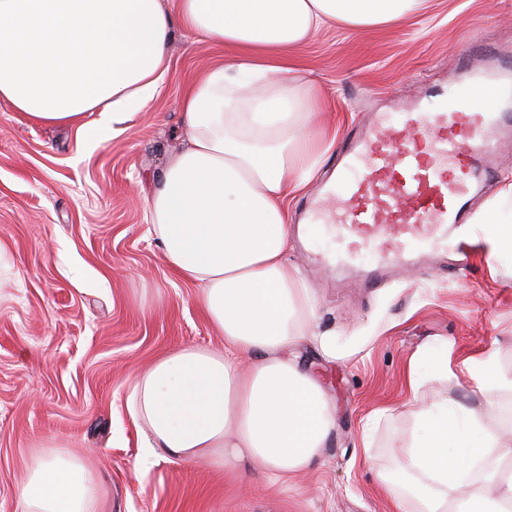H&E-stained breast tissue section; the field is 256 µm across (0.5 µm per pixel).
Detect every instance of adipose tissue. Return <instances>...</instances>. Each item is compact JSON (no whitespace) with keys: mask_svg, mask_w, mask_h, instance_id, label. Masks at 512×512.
<instances>
[{"mask_svg":"<svg viewBox=\"0 0 512 512\" xmlns=\"http://www.w3.org/2000/svg\"><path fill=\"white\" fill-rule=\"evenodd\" d=\"M428 0H0V102L33 121L76 128L97 144L161 91L176 28L224 49L182 91L184 148L146 199L162 259L200 290L223 351L185 347L138 374L129 396L144 423L143 462L172 456L258 471L284 485L311 471L336 428L322 383L299 349L336 357L315 331V305L288 261L289 203L316 178L324 144L305 134L327 100L296 63L330 27L393 25ZM451 341L423 344L404 385L447 377ZM461 370L477 405L422 401L407 454L379 475L395 507L413 512H506L512 458L494 401L505 388L492 355ZM466 497H459V490ZM24 512H98L83 465L37 460L20 490Z\"/></svg>","mask_w":512,"mask_h":512,"instance_id":"ef3b65f1","label":"adipose tissue"}]
</instances>
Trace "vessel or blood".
Returning <instances> with one entry per match:
<instances>
[{
  "label": "vessel or blood",
  "mask_w": 512,
  "mask_h": 512,
  "mask_svg": "<svg viewBox=\"0 0 512 512\" xmlns=\"http://www.w3.org/2000/svg\"><path fill=\"white\" fill-rule=\"evenodd\" d=\"M512 62L476 73L472 91L499 99ZM500 112L470 108L442 92L438 106L418 112H381L347 153L321 200L302 214L335 240L325 267L356 266L374 258L366 285L382 282L388 267L436 249L465 224L469 204L489 176Z\"/></svg>",
  "instance_id": "obj_1"
}]
</instances>
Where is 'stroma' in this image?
Masks as SVG:
<instances>
[{
  "label": "stroma",
  "mask_w": 512,
  "mask_h": 512,
  "mask_svg": "<svg viewBox=\"0 0 512 512\" xmlns=\"http://www.w3.org/2000/svg\"><path fill=\"white\" fill-rule=\"evenodd\" d=\"M511 54L512 0H432L398 25L322 30L297 59L327 93L336 142L293 212L317 196L370 113L429 103L450 84L465 92L464 64ZM223 58V47L176 30L164 89L97 146L0 103V512H22L19 490L34 461L56 455L80 460L103 512H395L378 474L403 457L418 407L403 389L408 357L447 339L457 351L494 354L512 380V274H490L483 242L470 246L465 266L429 253L374 289L358 270L324 267L320 248L299 242L288 260L302 268L318 329L347 351L334 361L302 355L336 412L315 468L269 488L258 472L173 457L142 464L132 374L181 347H224L198 288L164 264L144 205L182 146L185 83ZM492 167L472 212L512 183V131ZM383 407L391 416L362 448L363 424Z\"/></svg>",
  "instance_id": "1"
}]
</instances>
